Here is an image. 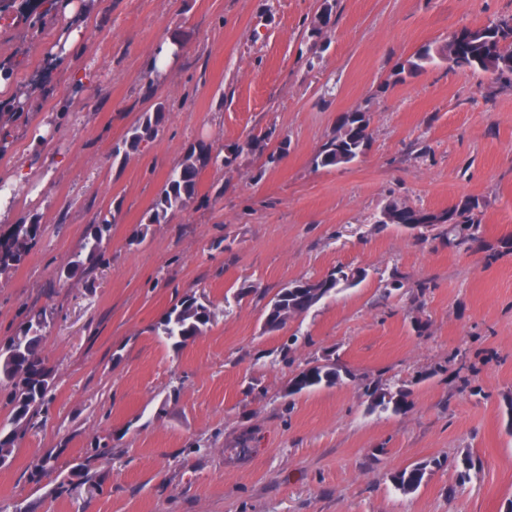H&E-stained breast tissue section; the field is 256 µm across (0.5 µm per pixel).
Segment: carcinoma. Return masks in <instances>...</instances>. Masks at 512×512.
Segmentation results:
<instances>
[{
  "instance_id": "obj_1",
  "label": "carcinoma",
  "mask_w": 512,
  "mask_h": 512,
  "mask_svg": "<svg viewBox=\"0 0 512 512\" xmlns=\"http://www.w3.org/2000/svg\"><path fill=\"white\" fill-rule=\"evenodd\" d=\"M447 61L452 66L471 72H483L500 78L512 77V19L500 18L481 27H463L448 37L444 48L425 45L419 48L401 66V72L412 75L435 64V60ZM165 119L158 109L145 112L127 132L116 154L124 157L140 150L152 141ZM369 122L361 112H346L339 120L338 133L330 139L316 155L318 167H337L348 164L363 154L369 138ZM235 154L224 158L211 153L200 145L191 149L169 176L164 188L147 213L149 224L167 222L168 215L188 206L197 194L199 177L210 165L229 167ZM482 205L477 198L471 206L454 205L444 211L425 215V211L388 205L383 211V224H420L422 228L447 226L448 244L469 251L481 245ZM111 222L102 219L85 238L82 251L66 264V272L59 278L68 282L82 276L102 257L104 245L110 236ZM43 226L36 221L29 224H5L0 227V272L20 265L38 238ZM365 277L360 270L346 266H335L319 278L301 279L281 288L265 306L264 327L276 331L286 324L290 314H304L320 300L330 296L344 283L355 285ZM50 315L45 309H30L25 312L19 331L0 341V387L8 389L11 406V430L0 427V458L11 457L14 448L23 439L25 425L43 411L49 403L53 387V370L43 356L46 328ZM211 321V312L193 296H185L173 305L155 324L153 332L173 347L181 348L196 339ZM340 380L339 371L331 363H316L302 369L288 384L289 394H299L320 386H333ZM372 397L370 410L399 414L408 405L407 393L402 390L384 392L366 387ZM441 462L429 460L417 463L396 472L392 476L394 487L404 494L414 492L422 484L428 467ZM461 481L481 470V462L470 454L461 458Z\"/></svg>"
}]
</instances>
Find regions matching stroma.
<instances>
[{"instance_id":"1","label":"stroma","mask_w":512,"mask_h":512,"mask_svg":"<svg viewBox=\"0 0 512 512\" xmlns=\"http://www.w3.org/2000/svg\"><path fill=\"white\" fill-rule=\"evenodd\" d=\"M0 0V70L14 113L0 181L25 179L0 222L38 220L27 259L0 274V340L22 308L51 314V401L0 467V512H506L512 506V80L438 63L398 66L462 27L512 15V0ZM83 31L62 58L60 34ZM181 49L148 76L162 44ZM84 71L86 84L72 82ZM163 108L127 162L112 149ZM370 119L356 161L315 166L342 113ZM235 151L189 206L145 218L191 147ZM285 146L275 165L265 154ZM485 203V248L378 222L397 202L426 211ZM113 218L102 259L56 281L91 225ZM498 257L486 262L487 250ZM365 271L280 330L265 304L334 266ZM402 288L388 291L391 275ZM258 283L257 292L239 287ZM193 295L212 312L181 350L153 333ZM341 380L301 395L313 362ZM401 386L405 413L370 412L367 385ZM110 448L96 452L98 444ZM57 473L32 482L35 458ZM467 452L481 473L459 483ZM85 463L72 470L74 459ZM438 460L413 493L390 477Z\"/></svg>"}]
</instances>
